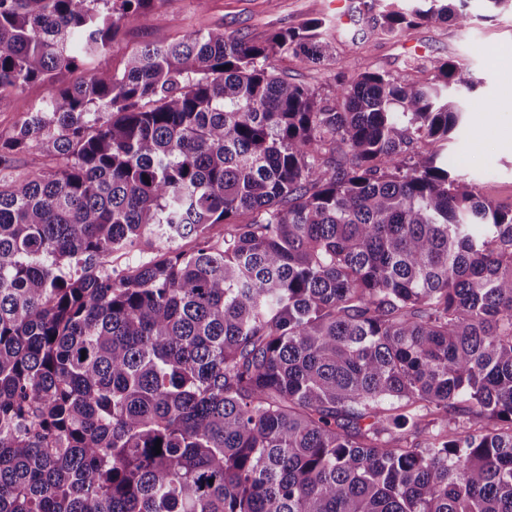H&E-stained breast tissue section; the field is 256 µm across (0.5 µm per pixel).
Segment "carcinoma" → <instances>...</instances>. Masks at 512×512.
Instances as JSON below:
<instances>
[{
  "label": "carcinoma",
  "instance_id": "cac0c4a2",
  "mask_svg": "<svg viewBox=\"0 0 512 512\" xmlns=\"http://www.w3.org/2000/svg\"><path fill=\"white\" fill-rule=\"evenodd\" d=\"M152 2L0 0V111L49 87L0 142V512H512V207L443 151L473 78L325 98L270 63L315 20L62 81ZM418 2L382 28L471 24ZM12 164L13 175L21 177L53 165L50 158L38 149L16 155Z\"/></svg>",
  "mask_w": 512,
  "mask_h": 512
}]
</instances>
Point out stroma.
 Here are the masks:
<instances>
[{"label": "stroma", "instance_id": "stroma-1", "mask_svg": "<svg viewBox=\"0 0 512 512\" xmlns=\"http://www.w3.org/2000/svg\"><path fill=\"white\" fill-rule=\"evenodd\" d=\"M331 0H156L153 20L142 25L123 20L117 41L93 67L123 71L129 55L147 43H169L194 32L221 29L225 33L264 40L280 29L300 27L313 19L326 20L328 57L303 65L293 58H274L280 73L314 88L321 96L332 94L336 73L353 77L376 69L393 75L408 73L421 78L431 59L461 61L476 82L473 99L489 103L490 112H470L461 132L448 140V158L459 174L476 184L494 204L512 205V144L504 137L512 131V12H495L485 18L482 0L469 9L478 21L460 28L432 23L393 37L384 32L379 15L385 0H343L333 9ZM48 95L37 83L13 95L9 108L0 111V141L7 140Z\"/></svg>", "mask_w": 512, "mask_h": 512}]
</instances>
